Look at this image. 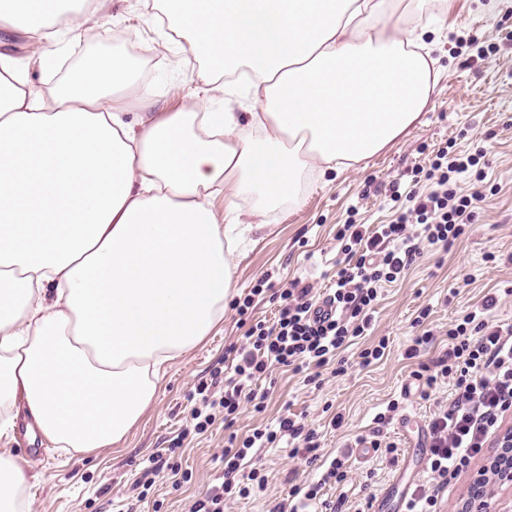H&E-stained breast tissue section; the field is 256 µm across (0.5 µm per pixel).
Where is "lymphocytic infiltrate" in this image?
<instances>
[{"instance_id":"f902f5d3","label":"lymphocytic infiltrate","mask_w":512,"mask_h":512,"mask_svg":"<svg viewBox=\"0 0 512 512\" xmlns=\"http://www.w3.org/2000/svg\"><path fill=\"white\" fill-rule=\"evenodd\" d=\"M482 157L479 151L459 154L440 149L419 169L429 184L427 191H392L397 213L392 223L370 228L352 221L340 225L336 239L342 256L335 261L333 288L319 300L311 284L299 279L289 282L280 294L275 320L252 322L243 343L234 348L223 391L197 385L191 433H205L219 420L232 426L247 403L263 412L255 386L273 368L295 372L324 368L338 361L354 339L365 336L381 285L397 281L424 246L448 248L474 223L485 195L480 190L460 193L457 183L464 176L483 181ZM323 301L329 302V312H321ZM497 303L496 296H486L479 308L449 325L448 349L438 359L436 373L426 378L430 387L453 379L455 396L429 425L428 469L435 483L413 490L407 512H441V490L468 472L512 414V331L494 324ZM282 441L303 448L307 463H314L319 444L297 415H281L242 439L230 434L221 457V483L195 502L191 512H224L231 495L245 497L252 488H265L266 479L255 461L261 449ZM346 461L343 455L331 459L318 482L303 491L292 490L290 502L277 504L273 512H313L323 487L345 480Z\"/></svg>"}]
</instances>
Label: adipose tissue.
I'll return each mask as SVG.
<instances>
[{"instance_id": "ef3b65f1", "label": "adipose tissue", "mask_w": 512, "mask_h": 512, "mask_svg": "<svg viewBox=\"0 0 512 512\" xmlns=\"http://www.w3.org/2000/svg\"><path fill=\"white\" fill-rule=\"evenodd\" d=\"M159 2L211 64L196 79L252 72L245 111L227 81L174 112L140 85L130 114L120 57L43 92L0 53V439L23 418L68 454L123 443L167 370L223 325L239 244L268 208L386 151L434 97L443 27L401 25L404 0ZM62 22L55 0H0V31L25 34L31 66L48 64ZM246 193L262 202L248 223ZM34 479L0 448V512H31Z\"/></svg>"}]
</instances>
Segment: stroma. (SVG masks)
<instances>
[{
    "label": "stroma",
    "mask_w": 512,
    "mask_h": 512,
    "mask_svg": "<svg viewBox=\"0 0 512 512\" xmlns=\"http://www.w3.org/2000/svg\"><path fill=\"white\" fill-rule=\"evenodd\" d=\"M481 2L456 0L449 18L459 34L440 38L437 44L434 55L441 66L437 93L420 123L365 168L305 180L302 204L271 208L269 230L246 243L237 260L238 297H245L258 279H265L266 290L253 295V314L273 320L280 305L277 290L284 281L305 280L321 295L331 288L337 225L350 219L369 225L391 222L394 211L386 200L390 184L399 183L406 191L413 188L415 167L427 163L439 148L484 151L483 183L467 178L458 183L464 194L480 186L488 191L475 224L448 250L425 249L406 277L382 292L372 336L387 338V356L364 366L359 362V346H350L343 353L346 373L324 371L318 388L287 370L259 381L257 392L268 395L265 411L244 408L233 429L219 422L188 438L177 461L191 479L177 486L169 470L147 472L145 460L164 453L189 424L198 383L223 378L224 353L245 333L236 310L226 309L223 327L168 371L154 406L124 445L92 454H66L18 427L11 446L40 476L31 490L33 512H148L152 501L159 503V512H190L216 484L228 433L246 435L285 411L304 417L318 432L321 460L339 454L355 437L369 438L376 432L382 442L396 444L399 455H406L410 443L405 419L428 425L454 397V385L448 381L439 384L430 398H422V383L414 377L420 364H432L446 349L449 323L495 294L499 303L494 320L512 329V0H506L499 14L481 11ZM165 38L138 0H112L105 17L82 26L61 46L55 66L30 70V79L46 90L85 57L120 55L131 64L137 82L153 87L156 111L172 112L207 96L208 90L174 66L177 59L190 58L187 44H169ZM353 205L358 208L354 215L349 212ZM426 306L431 309L426 325L434 341L420 359H405V349L419 332L413 321ZM394 399L399 400V409L385 427H376L375 415ZM331 410L343 414L342 429L326 426ZM260 465L267 478L265 490L231 499L224 512H272L292 488L307 487L321 475L317 465L292 455L283 444L263 449ZM346 471L344 482L323 488V498L343 504L346 512H359L392 480L397 466L357 448ZM143 491L148 494L144 501L139 498Z\"/></svg>",
    "instance_id": "35a3bbf8"
}]
</instances>
